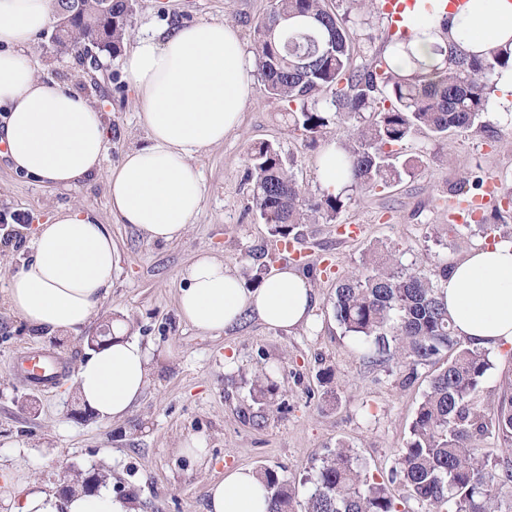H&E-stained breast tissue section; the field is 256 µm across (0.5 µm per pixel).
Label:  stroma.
Wrapping results in <instances>:
<instances>
[{"instance_id":"35a3bbf8","label":"stroma","mask_w":512,"mask_h":512,"mask_svg":"<svg viewBox=\"0 0 512 512\" xmlns=\"http://www.w3.org/2000/svg\"><path fill=\"white\" fill-rule=\"evenodd\" d=\"M273 0H135L123 42L167 21L214 20L239 29L245 50H253V27ZM49 32L40 33L23 53L38 76L66 82L88 98L110 128L106 158L88 181L53 188L17 176L0 149V212L26 211L29 221L0 230V292L12 271L30 255L38 225L72 205L91 211L108 225L120 260L112 287L94 319L79 332L58 335L30 327L0 295V467H21L36 486L58 492L73 474L92 469L105 475L106 488L129 501L134 512H208V490L230 468H270L295 493L301 512L314 489L321 462L337 443L349 445L368 476L390 482L406 512H425L403 486L391 482L398 455L435 370L419 365L407 375L394 363H365L353 336L333 311L336 283L360 270L370 248L381 246L407 268L455 265L471 248L493 244L490 236L448 230L449 185L465 176L495 183L512 176V115L489 109L483 120L494 136L452 132L443 140L419 137L403 153L422 157L414 177L383 195L357 199L335 224L316 225L295 247L283 248L264 224L250 197L246 154L266 141L294 161L297 181L312 195L323 186L317 175L322 148L340 138L330 126L316 148L304 146L285 116L284 103L270 99L254 80L241 122L222 144L194 156L204 178L201 210L187 233L171 243L151 242L133 225L120 223L109 208L107 179L133 146L147 144L138 105L121 57L101 53L91 69L77 53H57ZM209 250L244 288L258 287L260 251L277 254V267L306 274L315 305L310 321L280 329L245 316L221 333H204L183 322L177 311L180 272ZM122 323L154 351L151 383L138 405L117 421L93 412L73 414L74 375L90 354L88 339L101 327ZM62 357L65 374L52 386L35 388L19 377L24 351ZM331 384H323V372ZM270 373L274 402L261 405L251 380ZM207 449L204 460L181 455L190 440Z\"/></svg>"}]
</instances>
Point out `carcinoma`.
<instances>
[{
	"label": "carcinoma",
	"mask_w": 512,
	"mask_h": 512,
	"mask_svg": "<svg viewBox=\"0 0 512 512\" xmlns=\"http://www.w3.org/2000/svg\"><path fill=\"white\" fill-rule=\"evenodd\" d=\"M346 9L328 0H273L254 25V66L270 98L286 105L289 121L304 145L313 147L332 124L342 127L338 166L348 179L341 190L313 199L298 184L293 164L269 142L253 144L247 155L252 201L260 218L274 226L288 246L305 240L310 224H333L362 195H376L413 176L420 161L402 158L407 141L424 133L487 132L481 121L488 111L494 78L512 66V40L487 55L458 42L436 44L438 62L429 65L414 51L411 36L396 38L395 50L408 69L391 58L369 54L361 31L371 12L368 0H344ZM112 30L97 52L117 55L133 12V0H110ZM89 24L56 41L69 51L93 41ZM478 176L465 177L449 194L471 201L486 194ZM491 214L475 222L483 234L499 231L512 217V186L500 187ZM377 250L363 262V272L341 279L333 309L345 332L358 338L362 360H394L415 367L446 358L431 379L411 424L393 479L407 498L426 512H512V459L479 455L478 441L488 431L512 454V383L492 409L480 401L481 386L492 369L490 352L470 347L454 334L439 298V281L450 267L427 274L404 268L395 259L380 263ZM275 391L269 378H256L252 393L261 404ZM269 490V512H293L288 485L270 469L260 472ZM389 487L369 479L340 443L322 459L304 512H399Z\"/></svg>",
	"instance_id": "cac0c4a2"
}]
</instances>
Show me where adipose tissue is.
<instances>
[{
    "label": "adipose tissue",
    "mask_w": 512,
    "mask_h": 512,
    "mask_svg": "<svg viewBox=\"0 0 512 512\" xmlns=\"http://www.w3.org/2000/svg\"><path fill=\"white\" fill-rule=\"evenodd\" d=\"M52 0H0V138L12 170L56 188L97 173L108 127L81 93L40 79L20 49L51 22ZM448 38L487 52L512 39V0H461L448 13ZM123 69L139 106L147 145L127 150L108 177L113 215L150 241L182 237L198 215L204 183L192 159L221 144L240 123L252 68L237 28L219 21L174 23L139 36ZM30 257L5 290L10 310L36 328L68 333L87 325L112 287L118 257L112 235L91 212L75 206L39 225ZM180 318L215 332L252 313L265 325L309 322L313 293L285 268L254 289L200 252L183 271ZM455 332L471 346H512V244L471 250L440 283ZM153 355L138 340L113 337L75 374L77 392L101 419L120 420L151 382ZM210 512H267V490L249 468L227 470L209 489ZM0 501L9 512H129L106 488L62 500L37 488L18 469H0Z\"/></svg>",
    "instance_id": "adipose-tissue-1"
}]
</instances>
